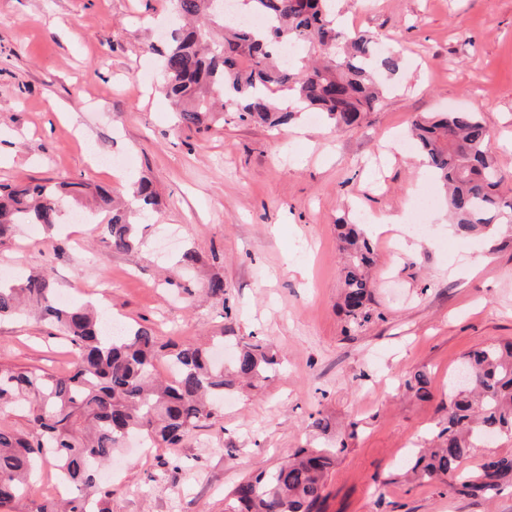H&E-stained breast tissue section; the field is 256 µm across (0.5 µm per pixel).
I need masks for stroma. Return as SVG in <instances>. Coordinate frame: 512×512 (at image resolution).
Here are the masks:
<instances>
[{
    "instance_id": "obj_1",
    "label": "stroma",
    "mask_w": 512,
    "mask_h": 512,
    "mask_svg": "<svg viewBox=\"0 0 512 512\" xmlns=\"http://www.w3.org/2000/svg\"><path fill=\"white\" fill-rule=\"evenodd\" d=\"M169 0H0V183L72 178L158 193L132 251L101 241L94 198L34 244L25 225L0 239V276L48 269L56 295L93 301L175 343L225 335L269 342L281 371L233 392L212 423L178 448L139 457L115 449L110 512H224L244 476L315 441L330 419L346 449L323 512H512V485L490 499L440 494L403 477L410 449L446 416L448 376L469 349L512 339V232L457 234L444 189L428 233H370L379 321L355 335L337 302L339 219L408 217L430 177L408 138L421 115L477 113L512 200V0H337L342 23L373 33L398 71L377 112L339 133L300 114L270 129L225 107L207 132L175 126L157 89V31ZM118 162L115 170L101 159ZM188 249L224 278V299L185 301L164 278ZM71 347L36 311L0 321V362L64 372ZM428 396L406 392L414 372Z\"/></svg>"
}]
</instances>
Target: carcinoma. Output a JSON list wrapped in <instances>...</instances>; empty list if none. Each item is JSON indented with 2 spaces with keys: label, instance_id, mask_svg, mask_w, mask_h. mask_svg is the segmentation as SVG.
Here are the masks:
<instances>
[{
  "label": "carcinoma",
  "instance_id": "cac0c4a2",
  "mask_svg": "<svg viewBox=\"0 0 512 512\" xmlns=\"http://www.w3.org/2000/svg\"><path fill=\"white\" fill-rule=\"evenodd\" d=\"M183 25L172 30L162 54L157 87L176 107V122L210 129L216 103L226 97L238 118L272 126L289 123L294 112L278 107L277 93L295 95L298 107L326 114L336 130L357 125L380 106L378 74H393L397 59L370 57L373 35L351 34L336 25L335 0H243L249 14L262 20L245 26L224 20L210 0H170ZM296 43L313 57L286 66L278 47ZM412 136L433 179L448 186V209L459 233L478 236L512 224V202L498 195L502 175L490 144L492 134L473 112L420 116ZM81 181L0 183V237L19 224L51 228L63 209L86 193ZM138 213L157 206L151 182L141 179L134 192ZM109 212L104 239L116 251L137 241L135 225L112 193L99 194ZM345 261L342 311L357 332L381 318L373 307L368 268L373 247L362 225L337 224ZM203 289L224 300V278L210 275ZM36 308L74 350L71 367L61 375L21 369L0 362V512H107L112 490L98 491L99 467L132 436L149 447L174 448L216 415L214 401L239 381L268 380L279 361L269 346L248 342L229 365L211 361V348L185 341L172 345L141 324L118 333L87 305L58 304L50 274L16 282L0 279V319ZM176 377L159 376L158 361ZM471 374L464 384L451 379L446 422L432 446L409 459L406 475L419 484L438 483L450 493L491 497L512 484V456L493 455L471 472L459 467L476 448L512 435V340L466 353L460 364ZM425 373L415 372L407 390L428 395ZM15 409L25 425L6 426ZM344 441L297 448L288 460L242 478L224 497V512H320L330 469L344 452ZM50 463L71 493L57 501L25 503L33 477Z\"/></svg>",
  "mask_w": 512,
  "mask_h": 512
}]
</instances>
